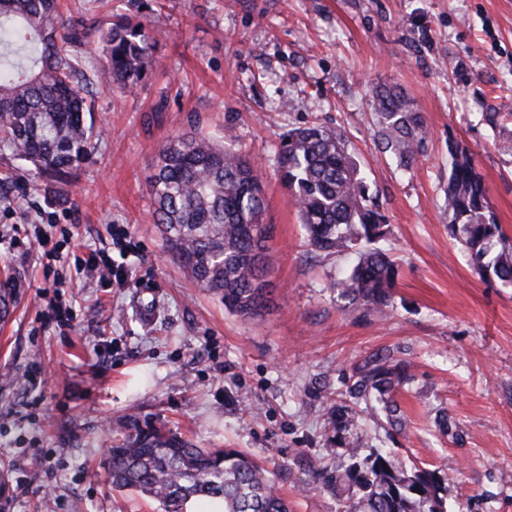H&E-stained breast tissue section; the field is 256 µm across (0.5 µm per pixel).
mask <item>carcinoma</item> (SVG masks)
<instances>
[{"label":"carcinoma","instance_id":"cac0c4a2","mask_svg":"<svg viewBox=\"0 0 512 512\" xmlns=\"http://www.w3.org/2000/svg\"><path fill=\"white\" fill-rule=\"evenodd\" d=\"M108 26L90 28L60 12L58 0H0V148L41 173L66 176L89 161L94 127L87 124L92 91L79 81L77 48L96 36L103 66L101 87L132 89L141 81L153 38L136 15L146 0H125ZM375 125L396 168L416 163L425 138L424 119L395 87L374 90ZM448 228L469 255L474 270L512 286V242L490 210L487 190L466 148L448 145ZM308 245L316 252L355 250L349 275L334 284L340 296L366 312L391 309L397 270L375 244L389 224L342 135L320 125L288 131L280 157ZM146 184L156 202L166 251L224 307L244 318L269 305L267 241L251 231L266 207L255 162L235 148L231 129L217 143L197 130L166 142ZM407 379L386 358L374 359L349 391L373 394L389 424L404 418L395 396ZM131 432L111 448L107 474L112 487L157 500L164 512H187L191 501L211 512H288L274 479L246 454L226 448H195L159 428ZM353 463L342 473H320L336 488V512H445L441 479L425 468L405 469L385 451L360 458L357 439L348 442Z\"/></svg>","mask_w":512,"mask_h":512}]
</instances>
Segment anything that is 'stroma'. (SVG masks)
Returning a JSON list of instances; mask_svg holds the SVG:
<instances>
[{
    "label": "stroma",
    "mask_w": 512,
    "mask_h": 512,
    "mask_svg": "<svg viewBox=\"0 0 512 512\" xmlns=\"http://www.w3.org/2000/svg\"><path fill=\"white\" fill-rule=\"evenodd\" d=\"M159 37L137 87H96L95 43L82 45L98 131L88 163L65 178L27 170L0 150V181L25 179L31 197L0 209L1 224H75L86 243L126 227L120 261L130 287L47 288L35 255L0 244V277L20 274L21 304L0 323V512H162L114 491L108 450L128 415L197 448L244 451L276 475L291 512H336L314 470L387 448L435 471L448 512H512V288L480 277L451 236L448 145L467 148L490 206L512 238V0H162L148 13ZM406 93L426 126L413 170H396L378 143L373 87ZM319 123L340 131L389 224L381 241L399 269L393 310L364 312L330 284L353 253L307 244L282 181L281 142ZM233 128L258 164L271 242L272 305L245 319L227 311L167 254L146 185L159 148L198 128ZM75 318L40 315L54 297ZM154 307L153 322L143 310ZM405 362L404 427L375 400L348 396L371 360ZM44 372L29 385L25 371ZM348 421L328 423L329 398Z\"/></svg>",
    "instance_id": "35a3bbf8"
}]
</instances>
